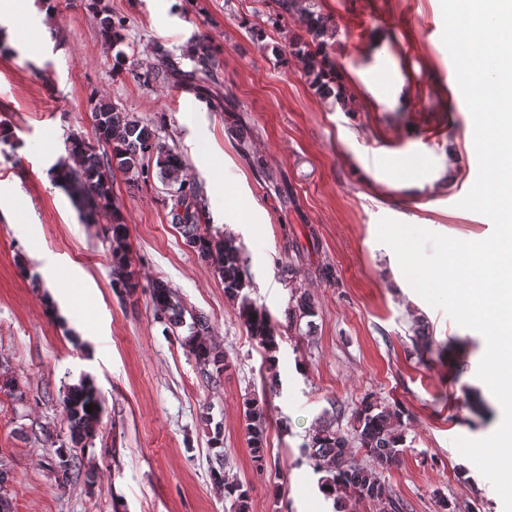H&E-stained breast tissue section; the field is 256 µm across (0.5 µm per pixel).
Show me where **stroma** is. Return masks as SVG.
<instances>
[{
    "label": "stroma",
    "instance_id": "obj_1",
    "mask_svg": "<svg viewBox=\"0 0 512 512\" xmlns=\"http://www.w3.org/2000/svg\"><path fill=\"white\" fill-rule=\"evenodd\" d=\"M86 3L34 0L0 30V124L17 141L0 144V463L13 512H235L211 479L218 463L247 489L249 512H335L307 446L327 414L351 433L367 398L401 413L400 462L379 476L404 512H504L454 444L501 422L476 376L485 340L426 303L377 239L384 217L463 241L493 230L457 206L478 164L440 0H314L336 27L346 111L289 58L302 29L276 0H103L127 21L132 70L120 76ZM201 36L217 52L211 99L178 78L137 80L157 64L154 44L179 51ZM92 97L144 119L166 113L160 136L199 191L202 231L237 239L248 294L278 326L276 367L172 224V189L157 176L114 177L138 284L115 292L103 226L86 223L49 174L67 136L90 133ZM243 138L264 169L242 156ZM156 281L185 317L205 318L227 364L217 380L183 347L188 326L157 321ZM298 292L313 313L292 324ZM84 377L103 412L92 442L75 448L63 399ZM253 398L265 406L261 470L243 417ZM64 457L80 475L63 486Z\"/></svg>",
    "mask_w": 512,
    "mask_h": 512
}]
</instances>
